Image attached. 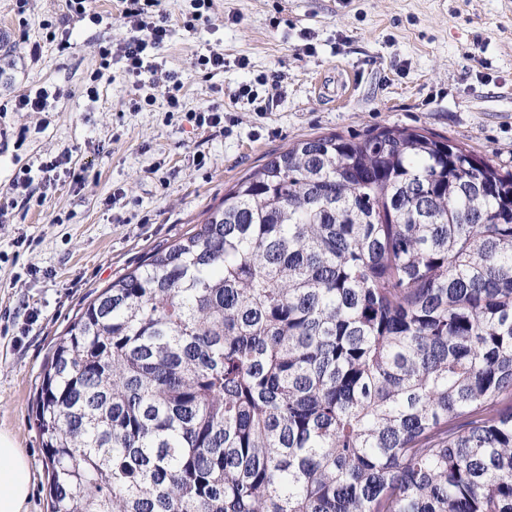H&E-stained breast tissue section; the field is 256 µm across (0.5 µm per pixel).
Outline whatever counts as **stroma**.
<instances>
[{"mask_svg": "<svg viewBox=\"0 0 512 512\" xmlns=\"http://www.w3.org/2000/svg\"><path fill=\"white\" fill-rule=\"evenodd\" d=\"M87 9L0 0V431L30 462L27 512H49L31 409L55 341L272 153L400 126L512 171V0H161L137 77L102 54L131 34L120 0ZM213 52L223 68L199 65ZM42 91L44 111L16 109Z\"/></svg>", "mask_w": 512, "mask_h": 512, "instance_id": "obj_1", "label": "stroma"}]
</instances>
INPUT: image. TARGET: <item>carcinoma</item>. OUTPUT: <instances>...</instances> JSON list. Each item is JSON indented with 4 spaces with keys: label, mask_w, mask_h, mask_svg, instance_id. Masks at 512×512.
I'll use <instances>...</instances> for the list:
<instances>
[{
    "label": "carcinoma",
    "mask_w": 512,
    "mask_h": 512,
    "mask_svg": "<svg viewBox=\"0 0 512 512\" xmlns=\"http://www.w3.org/2000/svg\"><path fill=\"white\" fill-rule=\"evenodd\" d=\"M32 416L50 512H512V172L293 143L80 309Z\"/></svg>",
    "instance_id": "1"
}]
</instances>
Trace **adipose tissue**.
Listing matches in <instances>:
<instances>
[{"label":"adipose tissue","instance_id":"1","mask_svg":"<svg viewBox=\"0 0 512 512\" xmlns=\"http://www.w3.org/2000/svg\"><path fill=\"white\" fill-rule=\"evenodd\" d=\"M32 471L15 439L0 432V512H25Z\"/></svg>","mask_w":512,"mask_h":512}]
</instances>
